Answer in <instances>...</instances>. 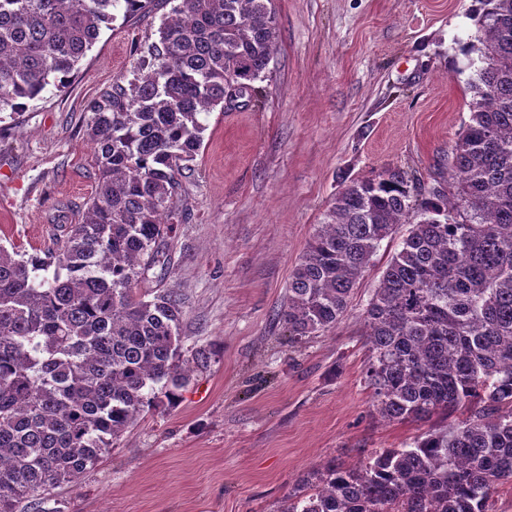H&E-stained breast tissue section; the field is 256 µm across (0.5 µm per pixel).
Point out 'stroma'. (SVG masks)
Listing matches in <instances>:
<instances>
[{"label":"stroma","instance_id":"stroma-1","mask_svg":"<svg viewBox=\"0 0 512 512\" xmlns=\"http://www.w3.org/2000/svg\"><path fill=\"white\" fill-rule=\"evenodd\" d=\"M176 0L112 22L64 89L47 86L0 118V245L50 247L93 195L86 124L94 100L140 71ZM473 0H274L280 31L260 94L210 112L182 173L185 218L163 287L184 302L182 356H213L179 404L142 416L49 512H277L328 462L410 447L420 423L383 419L365 382L358 317L406 227L380 248L347 316L288 340L272 315L342 177L401 167L447 181L470 112L475 67L463 46Z\"/></svg>","mask_w":512,"mask_h":512}]
</instances>
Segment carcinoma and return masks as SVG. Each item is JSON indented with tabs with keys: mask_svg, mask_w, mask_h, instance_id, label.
Wrapping results in <instances>:
<instances>
[{
	"mask_svg": "<svg viewBox=\"0 0 512 512\" xmlns=\"http://www.w3.org/2000/svg\"><path fill=\"white\" fill-rule=\"evenodd\" d=\"M124 2L0 0V113L65 87ZM470 117L448 182L413 200L407 171L343 182L276 311L298 343L336 327L380 244L410 225L360 319L372 406L391 422L451 424L410 448L313 472L277 512H491L512 483V0H474ZM272 0H178L142 56L147 72L90 107L96 189L54 248L0 246V512L48 500L145 413L176 406L210 350L181 360L168 272L179 176L204 115L256 92L277 49Z\"/></svg>",
	"mask_w": 512,
	"mask_h": 512,
	"instance_id": "carcinoma-1",
	"label": "carcinoma"
}]
</instances>
